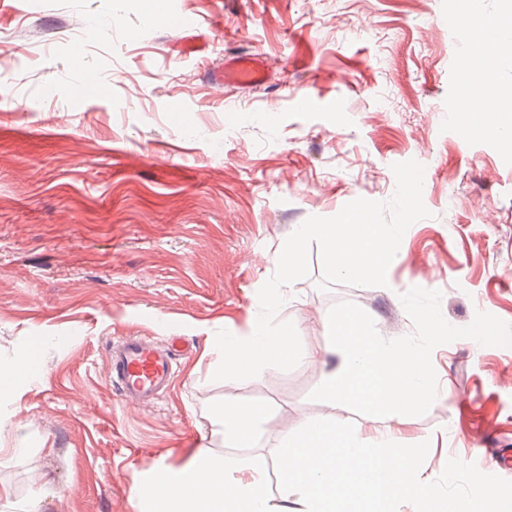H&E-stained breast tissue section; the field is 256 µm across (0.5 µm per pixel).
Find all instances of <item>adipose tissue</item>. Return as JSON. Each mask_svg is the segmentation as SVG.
I'll use <instances>...</instances> for the list:
<instances>
[{
  "label": "adipose tissue",
  "mask_w": 512,
  "mask_h": 512,
  "mask_svg": "<svg viewBox=\"0 0 512 512\" xmlns=\"http://www.w3.org/2000/svg\"><path fill=\"white\" fill-rule=\"evenodd\" d=\"M478 9L479 0H454L469 46L461 118L511 146L512 89L493 79L503 58L478 21ZM213 350L219 358L213 379L247 380L259 367L287 359L292 346L287 337L257 327L249 335L215 341ZM331 354L338 362L323 374V395L335 403L365 405L369 414L358 423L308 420L285 438L277 450L278 496L270 495L262 470L196 448L182 467H158L134 483L143 512H288L292 490L304 498L301 512H388L395 499L414 503L416 512H465L459 501L442 498L415 463L419 449L395 433L408 415L435 401L424 352L377 339L363 318L345 310L328 319L322 340L302 358L322 363ZM262 416L260 408L228 399L208 418L225 446L249 448ZM385 421L390 429L377 431L376 423Z\"/></svg>",
  "instance_id": "1"
}]
</instances>
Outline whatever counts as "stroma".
Masks as SVG:
<instances>
[{
	"mask_svg": "<svg viewBox=\"0 0 512 512\" xmlns=\"http://www.w3.org/2000/svg\"><path fill=\"white\" fill-rule=\"evenodd\" d=\"M158 8L177 25L130 0H0V364L53 341L33 381L0 393V445L20 434L31 450L0 465V488L42 496L41 512H140L135 477L191 449L263 465L304 421L365 415L328 403L321 367L296 355L212 382L208 346L255 326L258 291L307 218L388 200L393 164L413 159L430 215L405 233L387 286L320 290L314 242L276 319L308 346L349 310L422 348L435 403L402 437L466 512H512V467L496 461L512 448V149L458 118L453 0ZM235 51L268 63L265 85L220 83ZM88 73L101 95H79ZM433 318L449 335L429 338ZM121 336L181 340L153 405L124 403L107 379ZM228 398L265 409L255 447L211 437L206 413Z\"/></svg>",
	"mask_w": 512,
	"mask_h": 512,
	"instance_id": "35a3bbf8",
	"label": "stroma"
}]
</instances>
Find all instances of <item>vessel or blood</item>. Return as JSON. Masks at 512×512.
<instances>
[{
    "label": "vessel or blood",
    "instance_id": "1",
    "mask_svg": "<svg viewBox=\"0 0 512 512\" xmlns=\"http://www.w3.org/2000/svg\"><path fill=\"white\" fill-rule=\"evenodd\" d=\"M262 76L257 57L237 54L225 60V82L256 84ZM173 376L171 351L149 337L126 336L109 349L108 378L124 400L152 404L169 388Z\"/></svg>",
    "mask_w": 512,
    "mask_h": 512
}]
</instances>
